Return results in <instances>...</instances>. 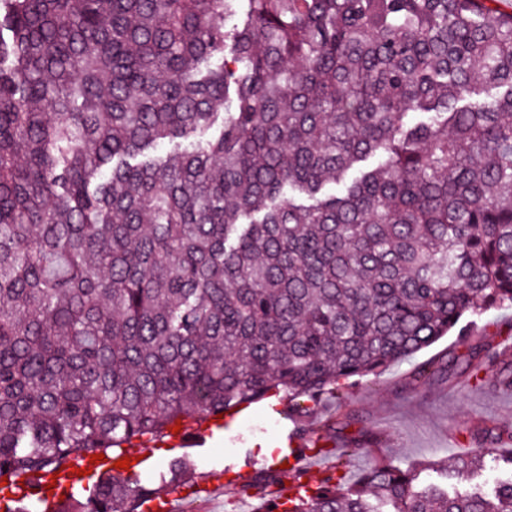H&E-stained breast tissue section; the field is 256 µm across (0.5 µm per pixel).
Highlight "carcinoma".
Listing matches in <instances>:
<instances>
[{"label":"carcinoma","mask_w":512,"mask_h":512,"mask_svg":"<svg viewBox=\"0 0 512 512\" xmlns=\"http://www.w3.org/2000/svg\"><path fill=\"white\" fill-rule=\"evenodd\" d=\"M507 306L499 0H0V476L280 395L303 426ZM472 438L434 479L275 460L229 485L254 512H512V431ZM193 467L105 471L49 512H143Z\"/></svg>","instance_id":"cac0c4a2"}]
</instances>
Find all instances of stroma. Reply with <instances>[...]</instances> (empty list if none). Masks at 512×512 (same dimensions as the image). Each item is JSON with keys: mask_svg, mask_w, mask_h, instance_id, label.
Here are the masks:
<instances>
[{"mask_svg": "<svg viewBox=\"0 0 512 512\" xmlns=\"http://www.w3.org/2000/svg\"><path fill=\"white\" fill-rule=\"evenodd\" d=\"M512 333V308L494 310L482 320H463L433 346L381 375L346 381L336 398L319 406L310 420L328 448L343 447L349 474H359L373 459L401 465L421 461L446 468L458 450L451 434L470 443L472 429L487 425L512 429V391L493 383L471 386L447 369L452 358L467 360L469 340L498 344L499 334ZM286 402L264 400L235 415L229 427L214 432L204 448L178 440L154 441L149 452L157 466L180 456L194 461L196 476L216 467L251 473L268 463L266 449L284 448L291 421L285 420ZM377 437L374 447L354 448L361 434Z\"/></svg>", "mask_w": 512, "mask_h": 512, "instance_id": "obj_1", "label": "stroma"}]
</instances>
